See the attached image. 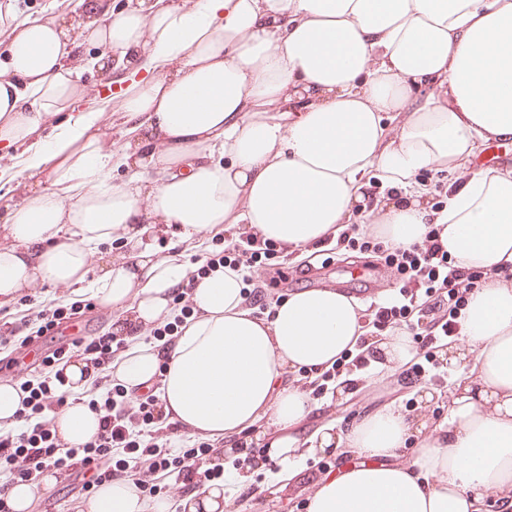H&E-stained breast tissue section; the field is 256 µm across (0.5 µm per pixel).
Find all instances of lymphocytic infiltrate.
<instances>
[{"instance_id":"lymphocytic-infiltrate-1","label":"lymphocytic infiltrate","mask_w":512,"mask_h":512,"mask_svg":"<svg viewBox=\"0 0 512 512\" xmlns=\"http://www.w3.org/2000/svg\"><path fill=\"white\" fill-rule=\"evenodd\" d=\"M279 254V248L269 241L246 239L226 246L217 234L194 276L202 278L217 264L244 271L259 269L269 266ZM385 266L400 283L397 294L370 304L366 339L313 379V399L327 401L329 386L338 376L350 372L370 375L373 338L388 335L402 324L423 353L421 360L407 370L410 381L415 383L428 376L444 378L445 372L434 357L440 347L457 336L459 316L467 305L476 274L463 272L431 239L421 245L391 249ZM130 343L129 337L110 332L90 341L65 344L45 359L39 379H20L18 386L25 394L22 426L0 432V474L6 476L8 485L32 483L43 471L55 469L79 479L87 492L99 483L125 478L141 492L153 495L168 491L176 483L189 489L199 487L202 479L223 477V440L197 437L189 450L173 454L170 444L174 426L163 410L158 386L133 394L112 378V363ZM75 355L100 371L87 401L88 407L99 412L100 420L90 440L72 446L58 437L49 416L67 403L61 390L60 367Z\"/></svg>"}]
</instances>
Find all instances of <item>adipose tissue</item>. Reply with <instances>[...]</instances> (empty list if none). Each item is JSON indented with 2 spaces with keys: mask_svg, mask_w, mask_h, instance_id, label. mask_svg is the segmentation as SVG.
<instances>
[{
  "mask_svg": "<svg viewBox=\"0 0 512 512\" xmlns=\"http://www.w3.org/2000/svg\"><path fill=\"white\" fill-rule=\"evenodd\" d=\"M1 31L0 148L21 151L22 201L0 217V304L40 280L89 285L116 311L113 331L136 339L115 378L130 389L160 380L179 428L231 445L247 431L263 438L267 423L283 475L304 455L356 450L308 512H481L490 491L512 506V167L473 165L489 141L512 138V0H137L37 22L0 0ZM78 41L97 47L118 90L119 147L100 138L101 112L78 107ZM426 171L455 178L441 210L417 180ZM372 177L393 193L371 205ZM358 216L395 247L437 224L449 257L483 280L446 352L457 377L441 423L389 405L303 449L291 430L311 406L289 378L353 349L361 306L308 288L253 316L242 273L191 281L179 247L159 254L155 232L221 230L307 255ZM110 242L126 255L91 274L93 251ZM187 284L196 316L158 354L141 337L173 317ZM56 426L79 444L98 416L73 402ZM411 435V464L394 463ZM169 509L121 480L89 505Z\"/></svg>",
  "mask_w": 512,
  "mask_h": 512,
  "instance_id": "adipose-tissue-1",
  "label": "adipose tissue"
}]
</instances>
